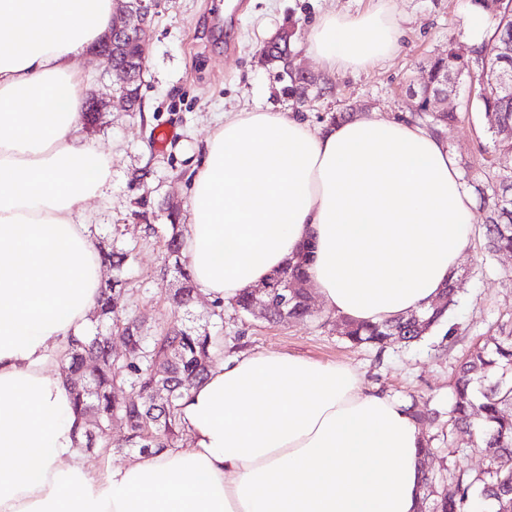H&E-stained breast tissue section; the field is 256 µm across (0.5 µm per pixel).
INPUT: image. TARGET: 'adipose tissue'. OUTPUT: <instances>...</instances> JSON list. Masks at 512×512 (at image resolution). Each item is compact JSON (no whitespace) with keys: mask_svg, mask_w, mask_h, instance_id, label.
Wrapping results in <instances>:
<instances>
[{"mask_svg":"<svg viewBox=\"0 0 512 512\" xmlns=\"http://www.w3.org/2000/svg\"><path fill=\"white\" fill-rule=\"evenodd\" d=\"M113 0H0V512H417L424 438L407 408L342 363L239 355L179 401L188 441L89 467L60 374L88 333L102 259L87 200L107 157L84 132L76 58ZM387 0L323 13L308 51L359 71L397 47ZM474 203L418 125L359 117L312 130L287 112H228L192 178L183 253L232 302L294 258L326 311L381 322L427 308L471 248Z\"/></svg>","mask_w":512,"mask_h":512,"instance_id":"obj_1","label":"adipose tissue"}]
</instances>
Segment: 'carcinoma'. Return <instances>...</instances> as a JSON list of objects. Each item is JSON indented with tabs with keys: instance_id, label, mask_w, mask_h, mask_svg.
I'll return each mask as SVG.
<instances>
[{
	"instance_id": "obj_1",
	"label": "carcinoma",
	"mask_w": 512,
	"mask_h": 512,
	"mask_svg": "<svg viewBox=\"0 0 512 512\" xmlns=\"http://www.w3.org/2000/svg\"><path fill=\"white\" fill-rule=\"evenodd\" d=\"M497 21L492 37H512V0H472ZM272 65L289 79L288 90L300 104L317 85L314 78H300L286 70L285 60L293 58L291 45H274L267 49ZM458 73L477 86L476 102L483 113L487 130L493 136V149L512 154V141L499 137L512 127V90L506 92L497 73H485L477 57L460 60L453 44L445 54L428 64L429 82L439 85L443 71ZM418 117L436 131L458 120L456 112H420ZM512 172L499 176V192L484 224V248L490 254L512 252ZM178 218L171 219L163 239L165 261H173L178 273L175 288L182 299L174 306L186 308L195 293L191 273L182 266V241ZM104 265L112 270V278L101 287L93 311V328L86 336L70 340L67 352L69 375L65 377L73 398L81 431L76 447L83 454L103 455L112 452V418L125 422L124 446L137 448L143 454H157L172 448L178 441L180 421L178 401L183 392L202 382L207 375L208 361L224 349V337L212 334L203 325H177L160 336H147L143 330L132 337L130 356L117 363L104 341L118 324L131 318L124 313L120 292L131 253L116 249L112 243L98 242ZM309 250L276 270L270 279H290L299 285L295 294L276 289L268 319L272 322L320 319L319 313L307 304L309 289L307 262ZM463 285L462 279H451L442 291V307L430 305L418 313L420 320L407 317L381 323H352L341 320V336L353 346L404 344L419 342L427 335L445 330L444 337L456 335L448 323V312L455 305ZM288 296V312L280 311V298ZM95 354L93 365L86 356ZM129 387L137 395V403L117 405L113 394ZM472 429L480 441V449L489 458L487 467L476 471L452 474L453 489L434 499L433 512H470L475 499L489 500L495 512H512V320L500 326V335L471 351L461 362L448 399V435Z\"/></svg>"
}]
</instances>
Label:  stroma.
<instances>
[{
    "label": "stroma",
    "mask_w": 512,
    "mask_h": 512,
    "mask_svg": "<svg viewBox=\"0 0 512 512\" xmlns=\"http://www.w3.org/2000/svg\"><path fill=\"white\" fill-rule=\"evenodd\" d=\"M373 0H161L146 32L141 109L113 107L87 138L112 155V188L106 203L93 202L85 214L95 239H110L131 251L123 302L145 334L158 335L175 316L169 294L173 275L164 271L162 224L169 207L187 212L189 187L206 141L217 120L242 108L294 112L311 128L322 127L327 113L346 108L358 116L377 115L414 121L419 87L429 61L448 45L470 47L465 19L471 0H391L401 31L399 46L377 66L362 71H324L309 55L308 36L315 18L325 11L357 13ZM292 25L297 62L318 77L324 94L299 105L289 96L276 68L261 65L259 53L280 28ZM449 101L460 119L444 130L466 192L482 185L487 195L474 200L473 241L457 272L466 282L449 321L457 333L450 344L434 335L411 347L353 348L335 324L315 321L270 323L241 317L232 306L215 315L213 300L198 296L190 312L197 324L224 339V353L273 350L320 362L347 364L364 377L366 389L415 404L437 414L425 426L434 439V454L425 466L435 476L447 469L479 470L487 459L472 435L461 432L455 444L442 433L448 419L449 383L459 359L474 345L497 335L503 314L512 315V255L486 257L483 224L493 203L499 171L512 169V155H495L492 166L480 165L481 150L491 147L488 132L467 80ZM172 128L173 137L157 146L155 133Z\"/></svg>",
    "instance_id": "1"
}]
</instances>
